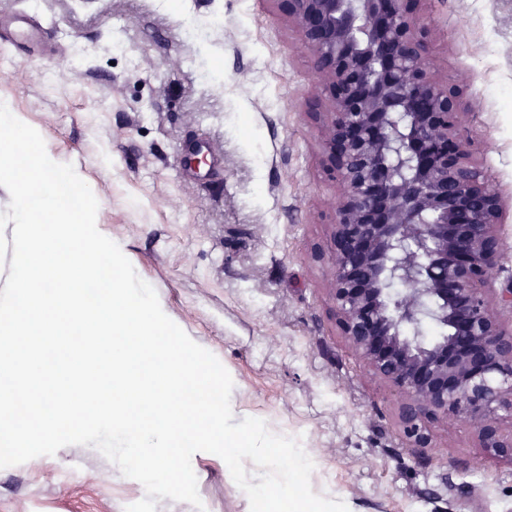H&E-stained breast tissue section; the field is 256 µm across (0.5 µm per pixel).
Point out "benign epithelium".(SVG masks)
<instances>
[{
  "label": "benign epithelium",
  "instance_id": "1",
  "mask_svg": "<svg viewBox=\"0 0 512 512\" xmlns=\"http://www.w3.org/2000/svg\"><path fill=\"white\" fill-rule=\"evenodd\" d=\"M310 53L307 118L335 179L333 222L311 252L344 342L397 397L416 448L426 421L471 428L512 463V284L502 259L505 200L462 134L473 110L439 75L421 0H270ZM435 325L440 336L425 339Z\"/></svg>",
  "mask_w": 512,
  "mask_h": 512
}]
</instances>
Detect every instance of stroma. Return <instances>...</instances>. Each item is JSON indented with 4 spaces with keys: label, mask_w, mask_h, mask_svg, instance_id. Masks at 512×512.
<instances>
[{
    "label": "stroma",
    "mask_w": 512,
    "mask_h": 512,
    "mask_svg": "<svg viewBox=\"0 0 512 512\" xmlns=\"http://www.w3.org/2000/svg\"><path fill=\"white\" fill-rule=\"evenodd\" d=\"M424 8L441 73L470 76L477 157L511 198L512 0ZM22 14L35 39L0 41V102L74 167L98 228L230 373L235 422L300 438L313 492L349 512H512V463L465 425L429 422L430 446L413 447L338 333L309 259L336 196L305 115L312 59L270 0H0L1 22ZM192 467L201 506L156 512H250L220 457ZM144 496L81 445L0 469V512H125Z\"/></svg>",
    "instance_id": "1"
}]
</instances>
